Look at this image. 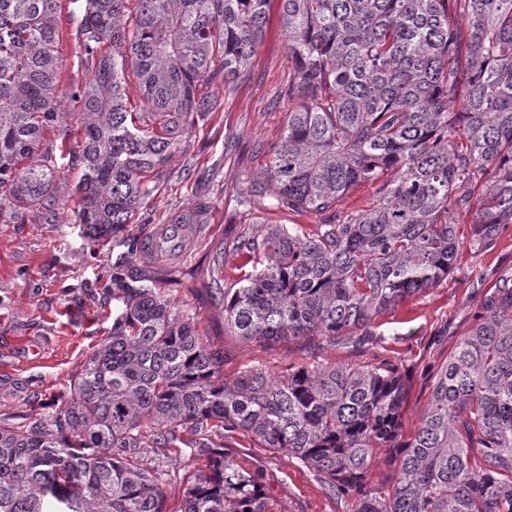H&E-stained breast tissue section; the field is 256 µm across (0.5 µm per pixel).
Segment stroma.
<instances>
[{"mask_svg": "<svg viewBox=\"0 0 512 512\" xmlns=\"http://www.w3.org/2000/svg\"><path fill=\"white\" fill-rule=\"evenodd\" d=\"M84 0H61L62 60L59 94L69 116L50 128L44 145L76 142L78 118L71 95L81 88L88 59L76 36ZM292 76L288 37L279 0H268L263 37L248 75L235 87L215 82L204 94L220 111L188 125L163 167L158 189L128 225L125 243L139 242L177 212L203 203L206 220L191 225L186 256L156 252L134 255L135 268L150 272L177 305L194 315L205 341L223 351L225 378L251 367L272 375L307 363L394 365L406 386L400 435L411 439L432 394L433 378L496 286L512 280V224L490 248L474 242L469 218L457 224L461 250L456 268L425 294L410 297L375 322L372 342L359 347L324 337L246 343L224 329V308L207 288L212 265L224 244L259 224L321 223L320 215L238 206L263 168L268 148L283 132L292 104L286 95ZM120 247L88 240L79 225L51 223L36 207L21 224H0V425H16L46 412L67 394L87 356L111 334L121 310L113 278ZM224 456L254 476L268 512H351L352 498L329 493L322 479L297 458L263 447L249 434L224 435ZM144 468L166 490V512H182L187 477L199 458L188 448H145Z\"/></svg>", "mask_w": 512, "mask_h": 512, "instance_id": "stroma-1", "label": "stroma"}]
</instances>
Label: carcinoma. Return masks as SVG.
Listing matches in <instances>:
<instances>
[{
    "label": "carcinoma",
    "instance_id": "obj_1",
    "mask_svg": "<svg viewBox=\"0 0 512 512\" xmlns=\"http://www.w3.org/2000/svg\"><path fill=\"white\" fill-rule=\"evenodd\" d=\"M59 2L0 0V224L36 206L58 219L61 171L43 139L66 118ZM127 2L85 0L79 22L99 60L73 94L82 174L71 220L101 242L132 223L191 118L220 108L202 86L247 75L267 0H136L133 14ZM282 2L295 107L266 154L274 191L256 183L246 202L323 220L255 228L229 246L252 272L224 287L221 256L209 291L246 342L366 345L378 317L448 274L461 217L472 215L483 248L512 224V0ZM129 71L138 112L127 107ZM363 184L371 205L338 215ZM206 211L196 204L172 223L201 224ZM120 291L112 336L71 379L70 398L0 426V512H165L140 449L179 443L205 460L183 512H266L212 439L224 430L295 456L329 491L355 496L352 512H512V283L495 288L436 373L402 444L395 367L327 362L227 379L224 355L154 280ZM381 448L398 449L383 496L361 490Z\"/></svg>",
    "mask_w": 512,
    "mask_h": 512
}]
</instances>
